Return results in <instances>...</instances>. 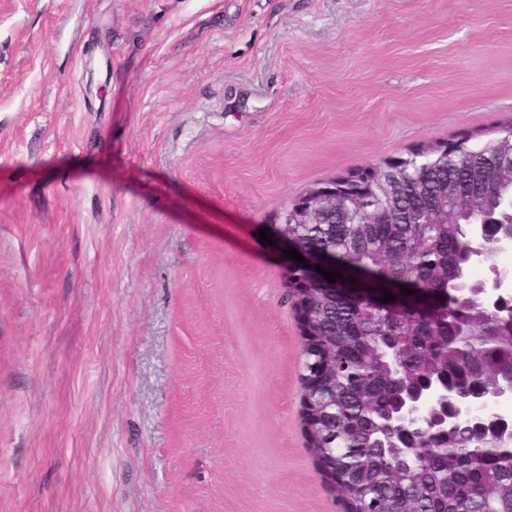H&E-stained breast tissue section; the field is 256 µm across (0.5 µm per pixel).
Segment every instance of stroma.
<instances>
[{
  "label": "stroma",
  "mask_w": 512,
  "mask_h": 512,
  "mask_svg": "<svg viewBox=\"0 0 512 512\" xmlns=\"http://www.w3.org/2000/svg\"><path fill=\"white\" fill-rule=\"evenodd\" d=\"M510 122L512 0H0V512H341L259 230Z\"/></svg>",
  "instance_id": "obj_1"
}]
</instances>
